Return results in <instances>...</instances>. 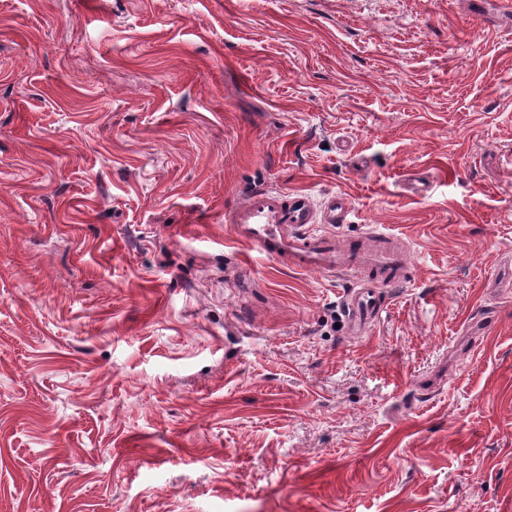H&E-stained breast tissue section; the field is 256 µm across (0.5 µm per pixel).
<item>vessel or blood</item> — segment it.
Returning a JSON list of instances; mask_svg holds the SVG:
<instances>
[{
	"label": "vessel or blood",
	"mask_w": 512,
	"mask_h": 512,
	"mask_svg": "<svg viewBox=\"0 0 512 512\" xmlns=\"http://www.w3.org/2000/svg\"><path fill=\"white\" fill-rule=\"evenodd\" d=\"M349 211L342 195L328 197L318 210L304 192L264 190L235 206L230 224L233 238L261 257L294 270L352 279L344 310L350 332L358 334L382 312L380 288L403 282L407 256L383 247L354 251L337 242L329 228L344 223Z\"/></svg>",
	"instance_id": "b4317fda"
}]
</instances>
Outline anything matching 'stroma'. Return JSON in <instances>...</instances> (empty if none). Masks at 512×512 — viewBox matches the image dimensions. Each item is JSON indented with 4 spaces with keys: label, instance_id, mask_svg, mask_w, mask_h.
Returning a JSON list of instances; mask_svg holds the SVG:
<instances>
[{
    "label": "stroma",
    "instance_id": "obj_1",
    "mask_svg": "<svg viewBox=\"0 0 512 512\" xmlns=\"http://www.w3.org/2000/svg\"><path fill=\"white\" fill-rule=\"evenodd\" d=\"M405 239L235 242L258 190ZM512 0H0V512H512ZM349 211V200L343 195L328 197L318 215L304 192L264 190L235 206L229 224L236 241L290 269L353 275L344 310L350 334H359L381 315L379 288L403 282L407 256L383 247L353 252L337 242L334 234L320 230L344 223Z\"/></svg>",
    "mask_w": 512,
    "mask_h": 512
}]
</instances>
